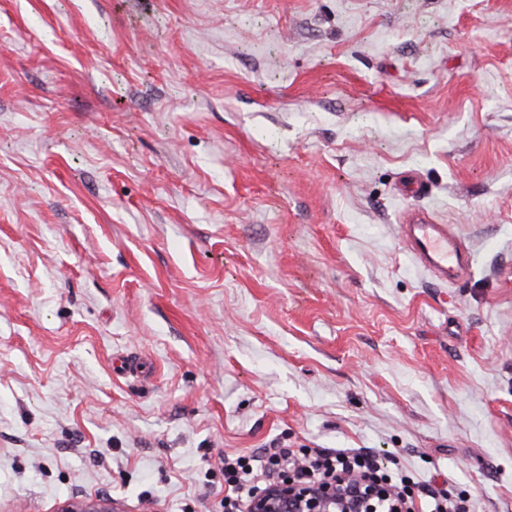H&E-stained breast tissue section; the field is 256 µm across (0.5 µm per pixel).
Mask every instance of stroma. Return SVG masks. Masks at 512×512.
<instances>
[{
	"label": "stroma",
	"instance_id": "stroma-1",
	"mask_svg": "<svg viewBox=\"0 0 512 512\" xmlns=\"http://www.w3.org/2000/svg\"><path fill=\"white\" fill-rule=\"evenodd\" d=\"M267 448L512 512V0H0V512ZM415 223L404 224L407 246L422 263L447 277L448 269L461 263L463 252L460 243L447 224H432L426 218H420ZM304 469L315 479L336 473H355L362 476H376L385 480V475H378L379 469L370 458L355 450H336L329 453L325 450L316 451L312 455H304L301 461Z\"/></svg>",
	"mask_w": 512,
	"mask_h": 512
}]
</instances>
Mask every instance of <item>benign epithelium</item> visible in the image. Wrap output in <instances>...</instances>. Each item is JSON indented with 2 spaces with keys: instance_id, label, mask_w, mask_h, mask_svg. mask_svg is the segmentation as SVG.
<instances>
[{
  "instance_id": "obj_1",
  "label": "benign epithelium",
  "mask_w": 512,
  "mask_h": 512,
  "mask_svg": "<svg viewBox=\"0 0 512 512\" xmlns=\"http://www.w3.org/2000/svg\"><path fill=\"white\" fill-rule=\"evenodd\" d=\"M349 479L341 476L325 483H312L286 471L278 483L257 494L250 512H375L377 499L395 495L393 489L381 482L357 484L347 487ZM58 512H117L111 500H70Z\"/></svg>"
}]
</instances>
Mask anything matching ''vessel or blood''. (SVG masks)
Returning <instances> with one entry per match:
<instances>
[{
  "label": "vessel or blood",
  "mask_w": 512,
  "mask_h": 512,
  "mask_svg": "<svg viewBox=\"0 0 512 512\" xmlns=\"http://www.w3.org/2000/svg\"><path fill=\"white\" fill-rule=\"evenodd\" d=\"M405 241L414 255L440 275L459 266L462 247L447 225L435 224L428 219H418L406 225Z\"/></svg>",
  "instance_id": "obj_1"
}]
</instances>
